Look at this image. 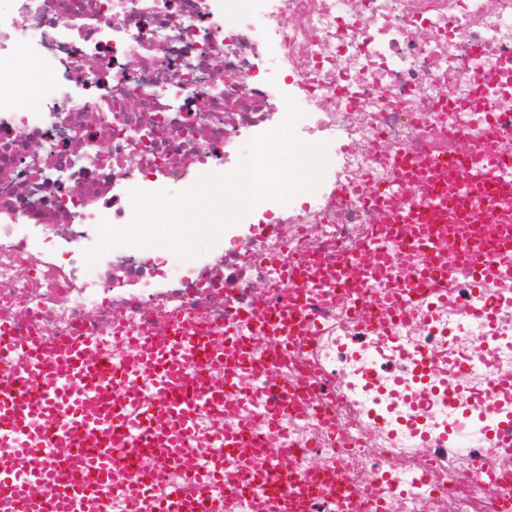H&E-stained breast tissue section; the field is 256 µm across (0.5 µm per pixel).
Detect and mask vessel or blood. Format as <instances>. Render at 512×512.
<instances>
[{
	"instance_id": "obj_1",
	"label": "vessel or blood",
	"mask_w": 512,
	"mask_h": 512,
	"mask_svg": "<svg viewBox=\"0 0 512 512\" xmlns=\"http://www.w3.org/2000/svg\"><path fill=\"white\" fill-rule=\"evenodd\" d=\"M498 153L469 166H448V188L394 210L405 246L424 252L448 235L449 276L497 279L512 264V183ZM433 258L424 271L436 269ZM284 276L332 283L333 270L283 267ZM304 301L251 306L205 334L177 318L168 327L104 330L44 341L0 324V512H113L137 504L147 512H215L224 500V471L260 483V512H297L310 494L306 479L285 480L287 448L253 443L247 429L201 439L197 420L231 412L242 421L262 414L268 430L288 410V387L277 376L288 346L313 329ZM262 332L271 352L257 354ZM266 374L265 401L253 384ZM186 463L184 479L160 485L165 466Z\"/></svg>"
}]
</instances>
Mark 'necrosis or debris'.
Instances as JSON below:
<instances>
[{"mask_svg":"<svg viewBox=\"0 0 512 512\" xmlns=\"http://www.w3.org/2000/svg\"><path fill=\"white\" fill-rule=\"evenodd\" d=\"M12 55L22 63L0 67V321L54 340L182 313L206 332L255 296L296 295L279 264L332 268L378 238L390 256L363 270L365 312L321 295L317 333L286 355L294 405L279 436L293 476L319 480L302 512H512L497 423L512 395H484L489 371L512 378V271L487 295L459 278L437 304L373 321L384 289L420 267L382 236L376 193L463 147L512 150V0H9L0 58ZM31 62L52 94L27 110ZM480 84L506 116L494 139L456 108ZM290 100L296 128L325 147L314 190L245 214L251 233L196 269L163 246L78 263L101 221H130L131 189L224 174ZM333 480L351 496L326 494Z\"/></svg>","mask_w":512,"mask_h":512,"instance_id":"necrosis-or-debris-1","label":"necrosis or debris"}]
</instances>
